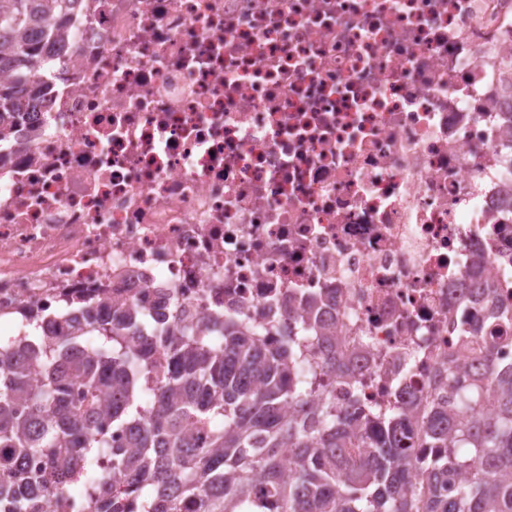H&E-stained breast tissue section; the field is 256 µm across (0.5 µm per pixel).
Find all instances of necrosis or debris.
I'll return each instance as SVG.
<instances>
[{"instance_id":"4bbe7bcc","label":"necrosis or debris","mask_w":512,"mask_h":512,"mask_svg":"<svg viewBox=\"0 0 512 512\" xmlns=\"http://www.w3.org/2000/svg\"><path fill=\"white\" fill-rule=\"evenodd\" d=\"M0 149V320L353 338L416 415L512 308V0H77Z\"/></svg>"}]
</instances>
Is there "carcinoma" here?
Wrapping results in <instances>:
<instances>
[{
	"label": "carcinoma",
	"mask_w": 512,
	"mask_h": 512,
	"mask_svg": "<svg viewBox=\"0 0 512 512\" xmlns=\"http://www.w3.org/2000/svg\"><path fill=\"white\" fill-rule=\"evenodd\" d=\"M74 0H0V148L9 113L34 85L41 51L27 40L44 15ZM143 310L115 307L106 321L58 336L36 323L29 346L0 336V512H42L53 493L71 512H512V366L486 357L448 363V407L415 432L399 408L380 409L320 387L353 380L333 336L316 368L300 369L299 336L269 343L255 324L153 327ZM474 332L512 341V311ZM495 409L485 410L483 395ZM130 428L112 447L105 417ZM467 479L448 491L444 474Z\"/></svg>",
	"instance_id": "carcinoma-1"
}]
</instances>
